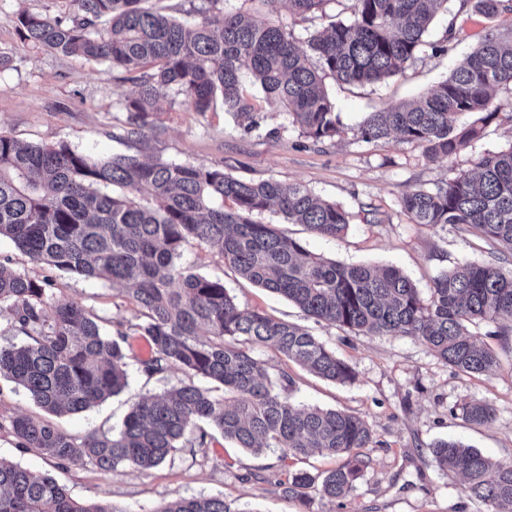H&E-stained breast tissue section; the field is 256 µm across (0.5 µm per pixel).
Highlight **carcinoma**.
Listing matches in <instances>:
<instances>
[{
	"label": "carcinoma",
	"instance_id": "cac0c4a2",
	"mask_svg": "<svg viewBox=\"0 0 512 512\" xmlns=\"http://www.w3.org/2000/svg\"><path fill=\"white\" fill-rule=\"evenodd\" d=\"M73 16L22 11L25 42L65 57L105 62L133 74L121 126L126 140H141L155 126L161 103L203 114L216 98L249 130L255 97L243 84L247 69L265 99L283 107L315 142L341 136L324 78L375 84L403 72L447 0H351L349 21L309 34L305 47L271 20L218 8L202 0L192 24L142 6L143 0H67ZM268 12L282 4L296 15L329 0H261ZM493 18L512 13V0H475ZM512 29L491 30L431 92L370 112L359 124L367 142L394 137L416 142L431 157H449L500 117L512 122ZM231 206L224 207V202ZM411 223L473 228L512 255V146L484 156L473 173L453 174L432 188L404 194ZM323 238L343 235L345 209L295 183L243 180L221 167L194 166L136 155L101 159L65 144L43 147L0 132V237L36 264L122 286L142 321L116 322L104 334L101 319L54 291V280L31 278L0 261V306L8 329L30 342L0 346V377L21 386L32 403L60 415L84 412L128 386L124 344L148 338L145 375L181 369L191 382L135 402L120 430L77 438L26 415L0 417V432L22 452L36 451L59 467L90 463L106 473L149 469L185 443L208 448L212 435L255 455L278 448L285 458L344 457L318 475H288V494L334 503L349 496L369 464L361 452L374 432L361 417L337 409L298 405L296 382L273 380L254 348H272L310 374L352 384L356 372L305 327L240 309L224 287L181 266L192 244L217 252L244 279L278 294L317 323L374 336H408L467 374L500 365L494 351L470 331L478 322L512 334V268L458 263L433 281L429 298L395 267L347 265L309 252L303 244L255 219L268 210ZM470 423L494 419L481 401L458 406ZM438 466L462 478L468 497L484 512H512V462L496 461L455 440L435 444ZM0 512H125L110 503L82 505L56 480L0 459ZM150 512H252L220 497H180Z\"/></svg>",
	"mask_w": 512,
	"mask_h": 512
}]
</instances>
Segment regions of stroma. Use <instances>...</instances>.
I'll use <instances>...</instances> for the list:
<instances>
[{
	"label": "stroma",
	"instance_id": "1",
	"mask_svg": "<svg viewBox=\"0 0 512 512\" xmlns=\"http://www.w3.org/2000/svg\"><path fill=\"white\" fill-rule=\"evenodd\" d=\"M223 6L228 11L274 17L300 45L314 29L350 17L347 0H328L322 12L309 18L292 15L284 5L277 13H268L261 0H224ZM22 10L52 16L68 12L64 0H0V50L10 57L0 65V132L34 145L64 143L97 157L128 154L195 166L218 164L241 179L303 184L351 213L344 235L317 237L268 211L262 214V222L276 225L324 257L345 264L396 267L424 294L434 277L457 263L491 261L489 246L476 232L411 223L399 201L405 193L433 186L449 173L474 171L484 155L511 147L512 123L493 121L480 138L456 154L434 160L413 142H363L358 126L367 113L417 98L444 81L491 27L512 28V14L491 20L474 9H460L459 0H448V10L434 21L426 46L402 74L364 85L326 79L344 132L316 144L281 106L262 97L257 100L258 125L249 131L218 103L202 115L184 107L161 109L157 130L144 140L118 139L126 116L125 100L133 89L126 73L25 44L17 28ZM451 19L456 22V47L448 54L436 53L433 45ZM4 259L33 279L52 275L57 294L101 317L140 320L139 307L111 283L49 271L47 266L31 263L9 238L1 237L0 260ZM180 262L223 281L242 308L310 326L355 368L354 384H332L272 349L258 351L271 375L285 371L295 378L296 402L356 414L375 432L368 468L331 512H481V504L467 497L461 480L437 467L431 447L436 441L452 439L492 459L512 461V349L497 337L496 324L482 322L473 325L472 331L480 343L498 353L500 365L485 374L469 375L446 365L408 336L354 334L331 325L309 324L297 307L241 278L216 252L191 245ZM128 375L129 386L123 393L81 414L56 417V424L76 436L118 429L140 395L159 394L186 380L176 369L146 376L134 361ZM470 400L490 403L494 420L477 425L455 417V408ZM0 457L53 476L81 504L109 501L123 512H152L161 501L199 495L221 497L234 506L246 503L252 512H306L299 498L287 491L289 471L304 468L317 474L337 465L336 460L316 454L302 463L285 460L276 449L256 456L220 437L208 448H177L157 467L112 474L90 464L55 467L42 456L20 452L5 433L0 434Z\"/></svg>",
	"mask_w": 512,
	"mask_h": 512
}]
</instances>
